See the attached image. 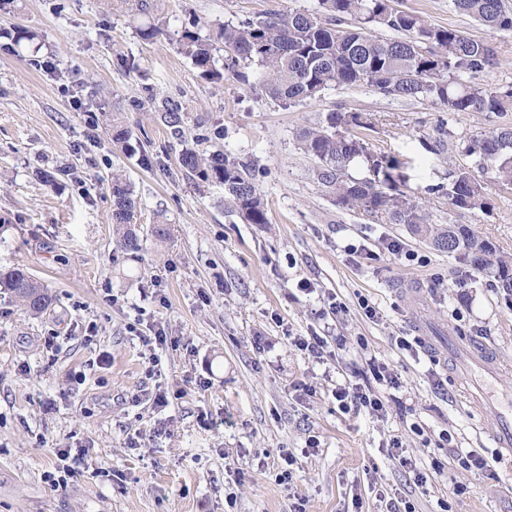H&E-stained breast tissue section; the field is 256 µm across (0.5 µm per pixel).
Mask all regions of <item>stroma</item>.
Returning a JSON list of instances; mask_svg holds the SVG:
<instances>
[{"label":"stroma","mask_w":512,"mask_h":512,"mask_svg":"<svg viewBox=\"0 0 512 512\" xmlns=\"http://www.w3.org/2000/svg\"><path fill=\"white\" fill-rule=\"evenodd\" d=\"M317 0H5L0 25L34 38L0 48V270L25 268L53 297L31 315L0 291V512H512V450L495 438L512 372L480 382L482 347L512 361V295L388 224L335 202L297 132L327 112L369 114L371 153L404 163L402 189L440 224H472L512 253V191L487 212L439 193L471 157L428 151L512 111L455 116L425 99L335 88L284 105L232 75L202 77L175 41L188 27L315 9ZM429 24L479 32L452 0H395ZM156 25L154 37L142 28ZM482 87L512 82V32L488 31ZM181 122L170 127L166 111ZM117 124L129 148L112 142ZM245 167L269 221L184 170V150ZM59 171L53 185L39 171ZM131 182L143 246L120 247L113 173ZM166 223L169 239L152 227ZM397 242L406 255H392ZM376 310L367 318L360 306ZM167 340L153 343L155 331ZM322 336L316 358L298 337ZM409 348L398 346V339ZM390 380H376L371 361ZM368 388L382 412L333 391ZM164 392L158 408L151 397ZM74 474L54 486L59 450ZM493 459L459 466L454 450ZM411 460L402 467L400 458Z\"/></svg>","instance_id":"35a3bbf8"}]
</instances>
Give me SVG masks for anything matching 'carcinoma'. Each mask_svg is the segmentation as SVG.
<instances>
[{"mask_svg":"<svg viewBox=\"0 0 512 512\" xmlns=\"http://www.w3.org/2000/svg\"><path fill=\"white\" fill-rule=\"evenodd\" d=\"M319 9L273 13L263 18L228 22L221 28L222 46L186 29L176 40L178 51L189 58L201 76L220 79L224 72L249 84L240 65L263 68L259 88L267 98L291 105L318 98L331 87H371L402 99H428L454 115L479 112L500 115L512 108V85L477 87L464 80L492 65L496 51L480 36L452 27H435L419 15L390 12L386 0H318ZM454 7L486 29L511 31L512 13L503 0H453ZM386 15L385 27L407 33L404 39L376 36L375 17ZM352 18L355 25L339 29L336 22ZM370 129L369 118L357 112L332 110L319 123L300 129L297 140L316 163L314 176L335 201L350 209L379 215L390 224H404L412 234L466 265L486 271L494 286L512 295V258L471 224H438L419 202L401 191L400 162L374 156L375 170L353 175L361 164L356 154L368 151L357 129ZM437 155L457 148L451 134L425 142ZM463 152L474 166L491 171L498 185H512V125H499L472 137ZM180 165L201 182L224 187L227 202L249 224H267L268 208L253 180L219 150H185ZM113 232L126 251L142 250L138 226L133 224L136 202L133 189L122 177L112 179ZM454 210L487 211L492 203L487 183L468 167L459 168L445 191ZM0 288L10 291L28 310L39 314L52 305L47 289L22 268L0 271Z\"/></svg>","mask_w":512,"mask_h":512,"instance_id":"1","label":"carcinoma"}]
</instances>
